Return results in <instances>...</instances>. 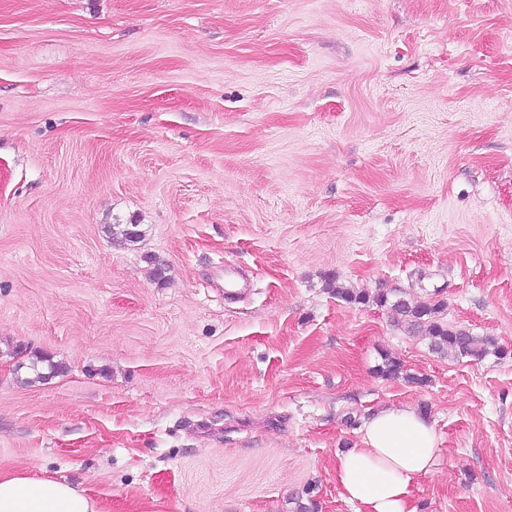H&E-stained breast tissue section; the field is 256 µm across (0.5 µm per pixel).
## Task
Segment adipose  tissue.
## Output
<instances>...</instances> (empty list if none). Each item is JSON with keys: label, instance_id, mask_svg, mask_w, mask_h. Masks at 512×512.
I'll return each mask as SVG.
<instances>
[{"label": "adipose tissue", "instance_id": "ef3b65f1", "mask_svg": "<svg viewBox=\"0 0 512 512\" xmlns=\"http://www.w3.org/2000/svg\"><path fill=\"white\" fill-rule=\"evenodd\" d=\"M438 455L433 426L417 409L377 412L357 447L338 456L340 496L359 512H416L411 482L431 472ZM0 512H107L84 488L28 470H0Z\"/></svg>", "mask_w": 512, "mask_h": 512}]
</instances>
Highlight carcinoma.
Wrapping results in <instances>:
<instances>
[{
	"label": "carcinoma",
	"instance_id": "1",
	"mask_svg": "<svg viewBox=\"0 0 512 512\" xmlns=\"http://www.w3.org/2000/svg\"><path fill=\"white\" fill-rule=\"evenodd\" d=\"M117 235L124 243H136L143 232L137 224L117 225ZM336 297L347 303L366 304L373 301L381 306L391 304V308L401 315L414 329H425L428 333L430 348L442 357L455 359L471 357L480 359L490 352H498L493 339L489 337L474 336L470 332L453 327L441 321L440 314L445 308L441 301L418 303L404 296H396L395 300H389L386 293H379L373 297L337 286L333 288ZM376 373L386 379H395L401 376L412 379L405 373L400 360L388 354L382 356V365L376 369Z\"/></svg>",
	"mask_w": 512,
	"mask_h": 512
}]
</instances>
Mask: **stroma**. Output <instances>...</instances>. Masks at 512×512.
Wrapping results in <instances>:
<instances>
[{
	"label": "stroma",
	"mask_w": 512,
	"mask_h": 512,
	"mask_svg": "<svg viewBox=\"0 0 512 512\" xmlns=\"http://www.w3.org/2000/svg\"><path fill=\"white\" fill-rule=\"evenodd\" d=\"M406 405L417 512H512V0H0L1 469L110 512H357L336 459ZM332 289L336 297L347 303L366 304L372 301L385 306L390 301L387 293H378L371 300V297L365 293L337 285ZM390 303L391 308L408 321L413 329L425 328L431 350L441 357L480 359L491 350L493 353L498 352L493 339L474 336L465 329L453 327L441 321L440 314L445 308L441 301L418 303L413 302L411 298L396 295L395 300Z\"/></svg>",
	"instance_id": "obj_1"
}]
</instances>
